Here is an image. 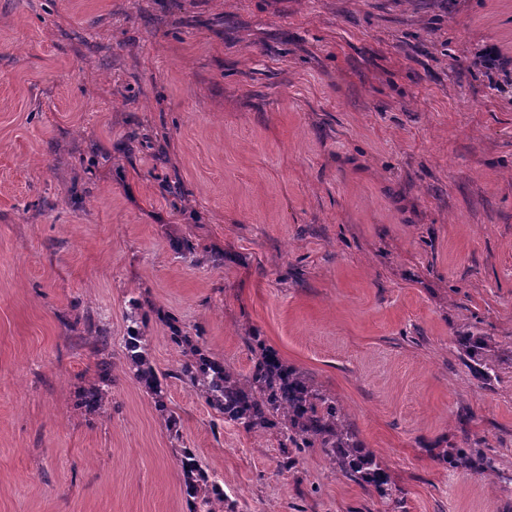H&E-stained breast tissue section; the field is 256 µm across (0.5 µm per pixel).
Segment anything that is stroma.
<instances>
[{"mask_svg": "<svg viewBox=\"0 0 512 512\" xmlns=\"http://www.w3.org/2000/svg\"><path fill=\"white\" fill-rule=\"evenodd\" d=\"M176 332L308 374L392 496L280 469ZM185 448L235 512H512V0H0V512H190ZM126 358L135 366V375L140 383L149 389L154 395L155 405L159 411H166L165 392L154 368L147 362L144 355L142 336L131 327L126 340ZM97 370H98V387L101 385H108L109 382H111V371H112V365L109 360L106 359H100V361L97 364ZM93 388L92 390L88 391L86 395L84 396V403L85 406L90 408H95L99 405H101V393L99 388Z\"/></svg>", "mask_w": 512, "mask_h": 512, "instance_id": "35a3bbf8", "label": "stroma"}]
</instances>
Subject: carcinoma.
I'll use <instances>...</instances> for the list:
<instances>
[{"mask_svg":"<svg viewBox=\"0 0 512 512\" xmlns=\"http://www.w3.org/2000/svg\"><path fill=\"white\" fill-rule=\"evenodd\" d=\"M172 341L192 348V358L181 364L175 375L214 410L249 433L277 430L285 448L283 468H291L308 449L318 448L348 480L372 484L387 494L388 476L373 455L361 450L343 405L283 363L275 351L262 349L243 377L193 343L192 337L174 336ZM126 358L135 366L138 381L154 395L159 411H165L163 385L145 358L142 337L133 328L126 340ZM180 462L190 512H213L214 503L224 502L219 480L190 450L182 451Z\"/></svg>","mask_w":512,"mask_h":512,"instance_id":"carcinoma-1","label":"carcinoma"}]
</instances>
